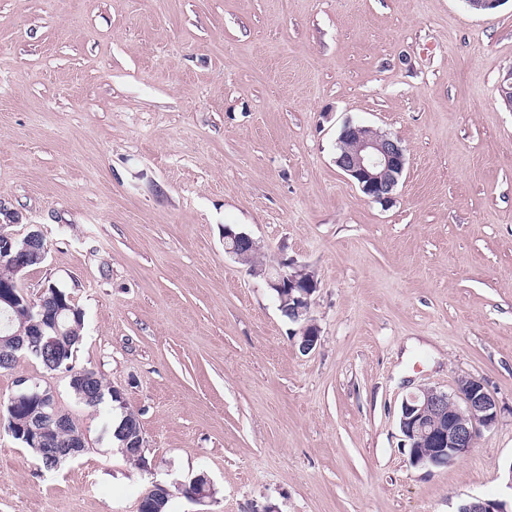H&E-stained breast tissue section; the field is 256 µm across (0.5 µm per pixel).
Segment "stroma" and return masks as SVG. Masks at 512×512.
<instances>
[{
    "mask_svg": "<svg viewBox=\"0 0 512 512\" xmlns=\"http://www.w3.org/2000/svg\"><path fill=\"white\" fill-rule=\"evenodd\" d=\"M512 0H0V224L48 248L32 298L85 313L76 370L140 415L145 466L30 358L89 440L53 471L0 417V512H457L512 465ZM400 139L393 199L336 163L346 122ZM248 233L317 289L320 343L224 250ZM481 379L502 414L444 468L412 465L403 399ZM206 474L202 503L179 486Z\"/></svg>",
    "mask_w": 512,
    "mask_h": 512,
    "instance_id": "35a3bbf8",
    "label": "stroma"
}]
</instances>
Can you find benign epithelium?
Masks as SVG:
<instances>
[{
  "label": "benign epithelium",
  "mask_w": 512,
  "mask_h": 512,
  "mask_svg": "<svg viewBox=\"0 0 512 512\" xmlns=\"http://www.w3.org/2000/svg\"><path fill=\"white\" fill-rule=\"evenodd\" d=\"M335 163L360 190L375 202L385 204L393 199L406 166L401 141L387 133L349 122L343 127ZM225 250L244 263L253 258L260 246L247 233L224 227ZM48 249L37 226L22 237L0 231V263L10 266L11 277L0 283V304L15 311L22 310L29 323L0 340V365L6 366L18 356H31L47 368L68 374L70 383L82 389L80 402L91 403L98 394L96 377L70 369L64 364L70 346L64 341L60 315L63 309L49 310L44 298L34 300L22 289L23 272L33 263L42 264ZM254 276H261L274 292L280 310L288 311V319L299 325V349L308 353L319 341V330L309 316L310 297L317 288L314 275L300 265L279 263L269 269L251 266ZM17 390L10 397V416L30 412L29 424L13 434L24 443H44V426L54 425L52 447L42 449L43 455L58 464L74 459L88 448L84 433L74 440L63 438L71 427V415L59 410L51 392L26 379L16 382ZM499 410L494 397L483 381L465 377L457 381L453 392L436 387H422L401 405L399 429L404 446L409 448L414 466L443 467L468 454L481 429H490L498 421ZM188 498L202 503L212 496L213 488L204 474L193 477ZM458 512H509L501 500L475 498L459 506Z\"/></svg>",
  "instance_id": "benign-epithelium-1"
}]
</instances>
